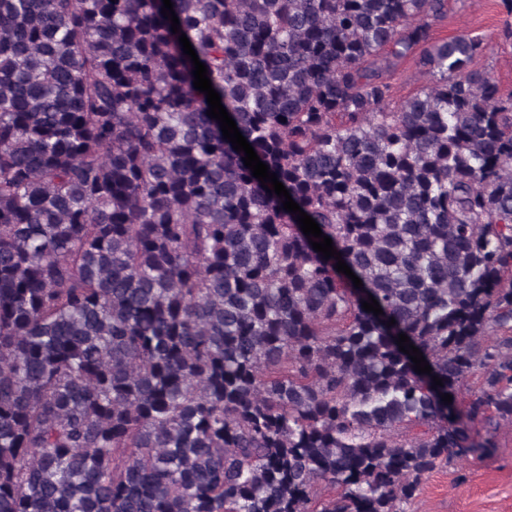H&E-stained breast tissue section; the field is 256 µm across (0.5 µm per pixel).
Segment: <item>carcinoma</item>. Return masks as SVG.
<instances>
[{"instance_id":"obj_1","label":"carcinoma","mask_w":512,"mask_h":512,"mask_svg":"<svg viewBox=\"0 0 512 512\" xmlns=\"http://www.w3.org/2000/svg\"><path fill=\"white\" fill-rule=\"evenodd\" d=\"M171 2L362 287L162 0H0V512H406L512 423V95L448 0ZM425 46H420L416 52L405 59L395 77L396 95L395 102L414 94L427 81V77L422 75L419 66V58Z\"/></svg>"}]
</instances>
